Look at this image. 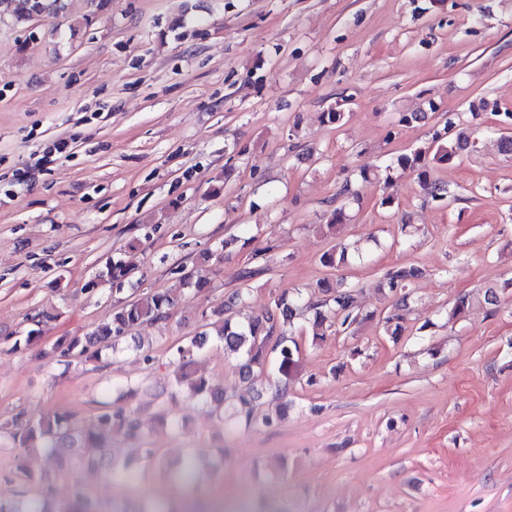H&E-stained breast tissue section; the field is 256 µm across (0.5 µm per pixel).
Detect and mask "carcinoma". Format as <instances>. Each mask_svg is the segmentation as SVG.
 <instances>
[{
  "label": "carcinoma",
  "instance_id": "obj_1",
  "mask_svg": "<svg viewBox=\"0 0 512 512\" xmlns=\"http://www.w3.org/2000/svg\"><path fill=\"white\" fill-rule=\"evenodd\" d=\"M69 0H0V8L8 12L15 24L28 28V24L37 18L53 19L67 12ZM497 109V103L482 99L472 106L470 117L459 125L448 119L442 129L433 133L431 142L420 146L409 154L393 159L383 167L363 168L360 176L364 180L373 178L390 184L398 171L411 169L417 172L420 186L424 193L435 201L448 198V187L430 178V169L436 165H448L474 147L473 135L480 126L483 113L488 109ZM349 220L346 207L335 208L327 217L324 227L332 233ZM236 242L232 237L220 245L206 249L198 254L194 267L190 270L178 267L174 273L179 275L180 289L137 292L132 287L131 299L112 313L109 321L97 325L84 337L72 336L57 343L58 362L69 367L78 358H99L101 352L115 349L116 342L132 335L139 327L169 317L179 301L186 296V291L194 295L203 294L210 287L209 268L214 262L224 259V250ZM350 245L338 241L323 253L321 262L324 266L337 269L348 263ZM130 270L121 261H110L101 270L91 286L109 282L119 287L129 282ZM420 275L416 267H398L385 274V286L391 292L400 293L398 304L407 306L409 294L405 289ZM324 291L332 294V304L322 303L300 305L296 297L281 294L273 299L270 306L261 310L246 326L232 324L226 317L230 306L245 303L249 293L239 290L232 295L230 304L212 311L222 317L220 325H214L207 312H202V331L190 340L187 347H178L173 354L175 384L178 391L190 398L213 401L223 405L227 400L224 391L212 387L210 380L198 373L195 368L194 351L203 347L210 328L216 327L215 336L224 343V349L241 356L239 372L244 380L253 385V395L237 397L233 404L234 415L246 424L254 420V403L263 396L258 389L259 378L265 373L268 364H273L283 383L281 393H286V384L298 373L299 345L289 337L294 319L304 310L314 311L313 336H321L324 324L336 327V332H343L360 320L355 291L344 280L335 282L325 280L320 284ZM122 430L127 437L142 441V459L155 469L168 476L171 482L178 483L185 477L195 494H200L206 485L205 477L194 459L186 456L174 464L164 460L158 449L142 440L139 423L136 418L124 410L102 409L95 417L89 429L81 428L74 415L57 412L51 417H36L24 412L18 413L10 423L0 427V433L7 436L13 446L21 452L41 448L46 452L49 467L56 474L70 470L73 463L81 460L84 466L101 469L109 466L107 454L81 459V450L85 442L95 448H104L112 434ZM16 482L20 486L18 499H0V512H124V510L98 501L84 485L72 488L70 501L58 507L52 495V487L46 477L39 479L30 474L23 465H17Z\"/></svg>",
  "mask_w": 512,
  "mask_h": 512
}]
</instances>
